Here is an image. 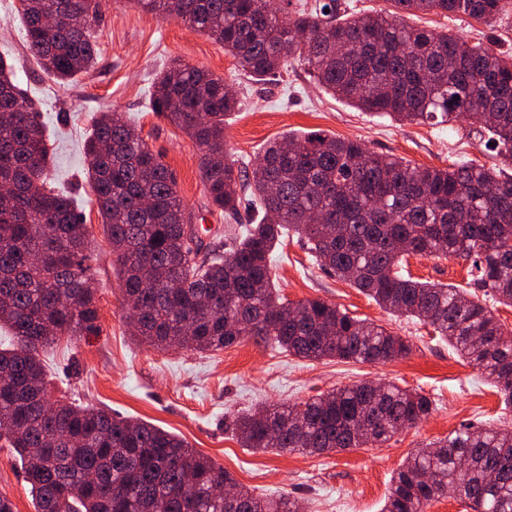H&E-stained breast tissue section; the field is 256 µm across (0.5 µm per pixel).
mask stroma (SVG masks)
<instances>
[{
  "instance_id": "obj_1",
  "label": "stroma",
  "mask_w": 512,
  "mask_h": 512,
  "mask_svg": "<svg viewBox=\"0 0 512 512\" xmlns=\"http://www.w3.org/2000/svg\"><path fill=\"white\" fill-rule=\"evenodd\" d=\"M100 5L97 63L62 85L30 55L19 0H0V56L14 64L17 82L53 131L50 184L72 194L95 244L97 329L73 340L61 337L46 350L51 397L72 398L174 433L223 466L243 488L262 496L294 495L305 512H381L392 476L414 449L465 424L511 426L512 411L478 368L459 358L431 327L385 311L322 270L294 236L273 255L274 280L281 293L296 303L326 300L350 316L406 337L412 345L407 356L384 364L309 361L251 339L198 352L159 350L133 336L122 306L117 264L83 174L82 144L100 113H123L148 146L162 155L204 248L224 244V218L211 207L200 177V149L151 109L154 78L170 60L210 70L242 99L241 110L225 129V150L237 167L254 163L269 140L289 131L357 139L374 152L425 167L472 160L489 168L498 159L467 121L398 124L359 111L322 91L304 66L295 63L278 79L256 81L238 70L222 44L184 22L159 19L134 0H100ZM405 22L468 40L479 38L495 49L512 45V26L507 24L490 28L467 17L436 14L409 16ZM407 270L423 282L465 286L470 281L467 262L453 258L414 255ZM366 380L421 391L436 400L437 409L418 427L400 432L381 447L321 455L248 450L229 427L239 411L306 401ZM1 496L12 501L15 512H34L21 463L2 439Z\"/></svg>"
}]
</instances>
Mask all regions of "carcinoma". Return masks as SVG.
Masks as SVG:
<instances>
[{
  "label": "carcinoma",
  "mask_w": 512,
  "mask_h": 512,
  "mask_svg": "<svg viewBox=\"0 0 512 512\" xmlns=\"http://www.w3.org/2000/svg\"><path fill=\"white\" fill-rule=\"evenodd\" d=\"M138 0L224 45L238 70L278 77L289 59L333 97L401 123L470 114L501 167L469 161L415 166L357 140L289 131L266 144L252 171L224 150L239 99L224 79L174 61L156 76L152 106L201 150L211 206L224 214L225 251H202L173 171L133 124L114 112L84 142L86 180L120 267L134 335L155 349L218 351L253 339L306 360L386 363L407 339L322 299L298 303L272 277L289 235L338 279L380 307L429 325L481 370L512 405V329L465 288L404 273L407 257L470 262L486 300L512 307V52L405 15L460 14L488 27L512 0H390L394 11L351 16L341 0L290 10L291 0ZM99 0H21L30 54L58 81L97 61ZM40 111L0 56V433L17 454L35 512H302L290 495L242 488L181 437L104 408L54 400L40 352L97 328L93 240L70 194L48 186L51 154ZM257 220L235 227L241 193ZM436 401L394 384L361 382L298 403L272 404L233 421L242 447L323 454L380 446L418 426ZM454 493L471 512H512V427L463 425L414 450L392 478L382 512H425Z\"/></svg>",
  "instance_id": "carcinoma-1"
}]
</instances>
